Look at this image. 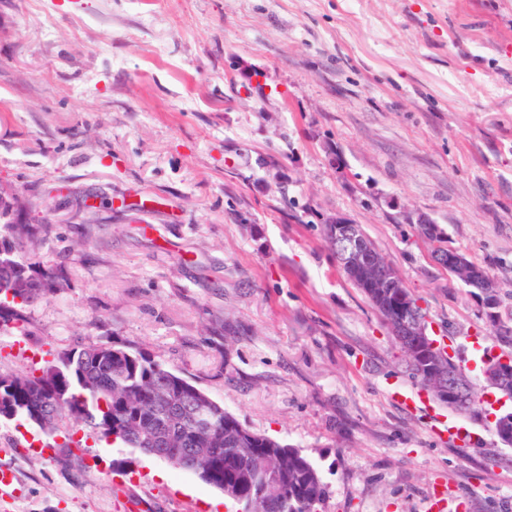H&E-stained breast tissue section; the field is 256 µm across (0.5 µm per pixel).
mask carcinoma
Here are the masks:
<instances>
[{
  "label": "carcinoma",
  "mask_w": 512,
  "mask_h": 512,
  "mask_svg": "<svg viewBox=\"0 0 512 512\" xmlns=\"http://www.w3.org/2000/svg\"><path fill=\"white\" fill-rule=\"evenodd\" d=\"M30 225L0 226V291L18 288L22 304L40 298L47 288L58 287L54 273L20 258L21 244ZM471 283L473 294L493 301L489 322L500 337L512 343V326L498 311L496 285L479 264ZM408 302H400L384 287L363 293L381 316L400 348L410 337L405 320L423 318L418 299L402 289ZM17 304L0 299V324L12 323L25 331ZM1 398L13 402L17 415L32 423L54 420L53 431L72 423L105 439H114L147 456L169 459L178 454L184 471H192L195 456H208L211 471L203 482L224 490L252 512H322L328 488L317 465L299 448L245 427L224 406L211 401L206 416L194 415L202 390L166 368L150 353L123 342L83 344L57 353L55 363L39 371L0 373Z\"/></svg>",
  "instance_id": "obj_1"
}]
</instances>
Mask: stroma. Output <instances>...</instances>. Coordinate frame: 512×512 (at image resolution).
<instances>
[{
    "instance_id": "35a3bbf8",
    "label": "stroma",
    "mask_w": 512,
    "mask_h": 512,
    "mask_svg": "<svg viewBox=\"0 0 512 512\" xmlns=\"http://www.w3.org/2000/svg\"><path fill=\"white\" fill-rule=\"evenodd\" d=\"M60 287L0 326V372L115 339L250 430L300 448L326 512H512V446L459 445L393 399L418 389L327 217L360 224L430 334L488 393L500 342L415 220L484 266L512 315V0H0V189ZM434 412V413H435ZM0 422L25 485L0 512H236L166 461L94 437L45 457Z\"/></svg>"
}]
</instances>
